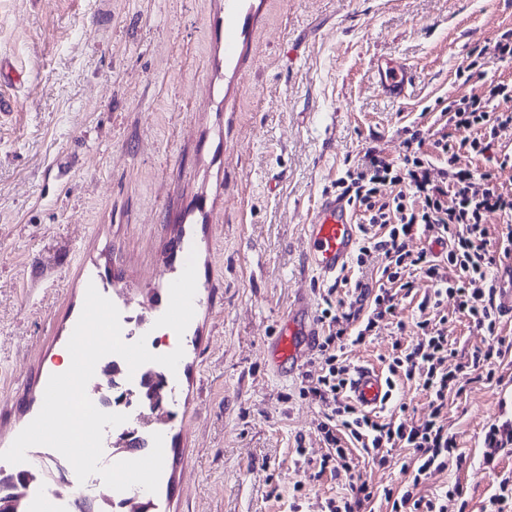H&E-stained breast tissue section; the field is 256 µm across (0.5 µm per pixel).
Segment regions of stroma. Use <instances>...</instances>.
I'll use <instances>...</instances> for the list:
<instances>
[{
  "label": "stroma",
  "instance_id": "35a3bbf8",
  "mask_svg": "<svg viewBox=\"0 0 512 512\" xmlns=\"http://www.w3.org/2000/svg\"><path fill=\"white\" fill-rule=\"evenodd\" d=\"M510 29L512 0H0V60L22 74L1 91L0 451L39 413L92 273L171 349L157 299L184 235L200 307L158 419L156 512H321L345 495L346 476L317 473L321 405L264 364L290 299L318 310L331 286L305 263L304 226L366 150L399 159L449 101L512 82V62L456 77ZM387 60L413 76L403 98L376 83ZM412 337L385 326L345 352L384 372ZM502 395L448 399L464 460L421 486H462L448 512H484L512 474V454L482 463Z\"/></svg>",
  "mask_w": 512,
  "mask_h": 512
}]
</instances>
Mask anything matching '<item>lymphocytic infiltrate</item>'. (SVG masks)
<instances>
[{"label":"lymphocytic infiltrate","mask_w":512,"mask_h":512,"mask_svg":"<svg viewBox=\"0 0 512 512\" xmlns=\"http://www.w3.org/2000/svg\"><path fill=\"white\" fill-rule=\"evenodd\" d=\"M447 123L470 130L471 135L453 141L441 133L434 146L437 160L424 149L425 137L413 131L403 142V157L392 162L376 150H367L336 187L356 211L363 214V242L355 257L365 266L370 254L379 253L385 264L376 283L364 278H342L349 298H325L320 321L326 334L318 344L320 370L307 376L302 397L321 403L323 417L317 424L327 452L319 469L349 475V492L328 500V512H367L376 496H383L390 512H445L439 497L419 495L418 486L433 473L447 469L456 446L444 418L449 395H462L469 384L503 383L501 360L512 351V342L500 336L501 316L494 304V271L503 256L512 253V191L503 190L490 172L473 173L463 168L462 154L483 156L496 143L499 129L512 125V86H490L484 96H463L450 101ZM502 221L496 247H489L485 221L488 215ZM434 234L448 241L444 260L410 246L414 237ZM421 273L434 285L432 295L419 303L416 338L409 344L394 343L388 355L391 376L417 384L430 399L431 412L420 423L400 418L381 422L359 410L346 391L354 369L341 350L365 344L380 325L405 330L401 315L405 295L411 294L413 273ZM452 298L454 311L467 317L484 337L482 346L467 356L449 348L442 309ZM403 445L412 451L404 465L408 479L402 490L375 492L352 463L349 447H356L377 467L388 463V450Z\"/></svg>","instance_id":"obj_1"}]
</instances>
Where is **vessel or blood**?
Returning <instances> with one entry per match:
<instances>
[{
    "label": "vessel or blood",
    "mask_w": 512,
    "mask_h": 512,
    "mask_svg": "<svg viewBox=\"0 0 512 512\" xmlns=\"http://www.w3.org/2000/svg\"><path fill=\"white\" fill-rule=\"evenodd\" d=\"M377 82L395 98L404 96L411 76L407 69L387 61L377 69ZM305 259L320 277L331 279L344 271L359 243L360 227L353 222L350 205L333 195L323 196L314 216L305 226ZM496 306L499 313L512 319V259L496 274ZM319 322L305 296L298 295L288 304V317L277 336L267 344V366L279 374H292L305 367L318 343ZM349 398L364 411L383 409L389 399L388 384L376 370L362 367L348 386Z\"/></svg>",
    "instance_id": "b4317fda"
}]
</instances>
